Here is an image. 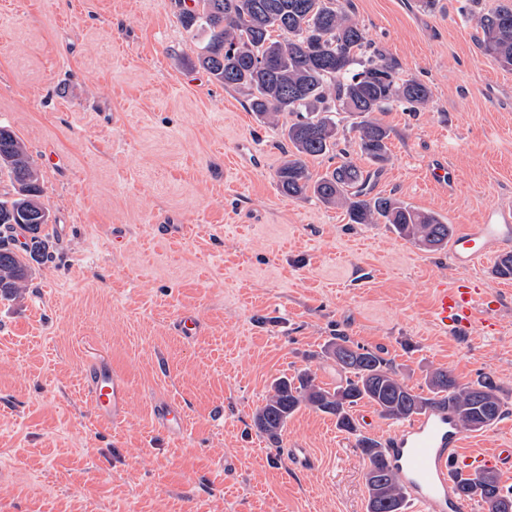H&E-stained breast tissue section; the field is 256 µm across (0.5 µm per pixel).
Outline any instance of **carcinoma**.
Returning a JSON list of instances; mask_svg holds the SVG:
<instances>
[{
    "label": "carcinoma",
    "mask_w": 512,
    "mask_h": 512,
    "mask_svg": "<svg viewBox=\"0 0 512 512\" xmlns=\"http://www.w3.org/2000/svg\"><path fill=\"white\" fill-rule=\"evenodd\" d=\"M187 29L209 33L197 63L214 80L247 97L251 111L284 126L288 139L276 171L280 192L290 198L309 195L327 206L345 210L351 224H389L397 235L428 250L448 246L452 225L434 212L421 211L391 196L373 193V177L390 160V130L372 117L395 103L417 111L430 99L429 87L415 79L398 83L397 64L369 50L364 29L352 17V4L339 0H176ZM481 51L512 68V3L478 18ZM361 118L356 125L358 146L371 168L349 159L313 177L307 159L327 155L338 147L336 109ZM0 175L15 189L0 199V295L18 294L29 277V261L47 257L43 227L50 214L41 203L40 177L25 145L0 126ZM26 242L18 245L17 234ZM322 355L343 374L338 385L325 388L303 370L281 377L253 416L255 427L279 443L288 418L306 407L336 417V425L355 437L356 448L368 459L365 473L369 498L379 495L405 512L407 492L400 475L385 458L384 446L358 433L352 409L372 404L379 416L398 422L437 406L450 408L459 427L480 431L505 415L499 388L488 375L460 384L447 370L426 374L427 394L410 387L380 350L365 348L337 335ZM463 501L476 500L484 512H499L512 502V491L501 486L496 471L485 469L460 479L455 490Z\"/></svg>",
    "instance_id": "cac0c4a2"
}]
</instances>
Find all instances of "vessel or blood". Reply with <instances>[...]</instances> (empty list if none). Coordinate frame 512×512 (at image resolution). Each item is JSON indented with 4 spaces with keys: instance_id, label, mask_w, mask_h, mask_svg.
Listing matches in <instances>:
<instances>
[{
    "instance_id": "1",
    "label": "vessel or blood",
    "mask_w": 512,
    "mask_h": 512,
    "mask_svg": "<svg viewBox=\"0 0 512 512\" xmlns=\"http://www.w3.org/2000/svg\"><path fill=\"white\" fill-rule=\"evenodd\" d=\"M428 178L444 191H453L456 177L447 162L436 158L426 169ZM512 244V207L487 208L479 223L460 230L448 247V259L457 267L471 268L493 251ZM497 298L474 282L462 280L435 289L431 321L441 333L455 329L469 331L473 324L493 328ZM85 389L98 420L119 425L128 402L125 380L104 360H92L84 374ZM156 428L170 438L182 439L185 417L170 401L159 398L153 405ZM463 437L450 412L434 408L400 427L388 443L390 462L404 476L415 512H464L465 505L455 495L461 475L476 468H512V450L497 448L478 456L463 455Z\"/></svg>"
}]
</instances>
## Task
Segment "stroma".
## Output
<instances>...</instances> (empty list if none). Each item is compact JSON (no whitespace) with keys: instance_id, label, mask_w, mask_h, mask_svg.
<instances>
[{"instance_id":"stroma-1","label":"stroma","mask_w":512,"mask_h":512,"mask_svg":"<svg viewBox=\"0 0 512 512\" xmlns=\"http://www.w3.org/2000/svg\"><path fill=\"white\" fill-rule=\"evenodd\" d=\"M351 2L398 78L431 90L420 111L380 115L375 192L457 230L512 204V69L480 52L474 19L502 0ZM203 40L175 0H0V125L51 214L49 259L0 296V512H366L368 461L334 417L301 408L276 448L252 420L276 378L336 386L321 347L339 333L383 347L417 389L435 368L490 375L506 414L463 448H512V280L283 196L281 127L198 67ZM437 154L452 194L422 178ZM467 279L497 296L494 330L437 333L435 285ZM184 312L200 336L176 333ZM92 357L127 381L119 427L83 387ZM160 397L183 411L182 440L154 427ZM298 444L315 468L294 463Z\"/></svg>"}]
</instances>
